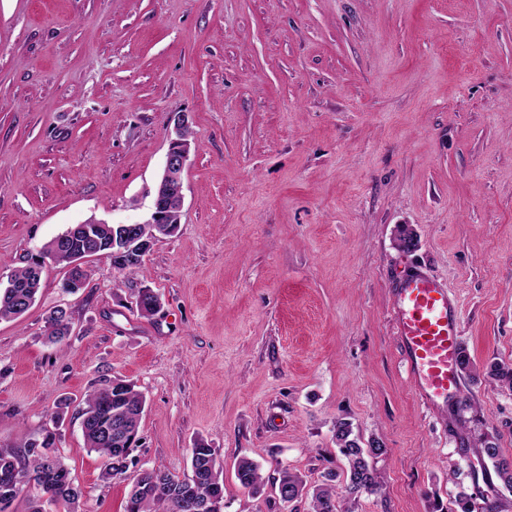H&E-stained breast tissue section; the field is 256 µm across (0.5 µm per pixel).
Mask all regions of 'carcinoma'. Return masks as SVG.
<instances>
[{
  "label": "carcinoma",
  "instance_id": "carcinoma-1",
  "mask_svg": "<svg viewBox=\"0 0 512 512\" xmlns=\"http://www.w3.org/2000/svg\"><path fill=\"white\" fill-rule=\"evenodd\" d=\"M112 225L100 229L97 239L84 241V248L91 253L99 251L111 240ZM13 280L25 285L22 296L26 302L16 297L17 289L0 288V319L18 318L24 315L22 306H32L40 288L41 264L35 262L12 272ZM158 302V293L151 288H142L137 293L136 305L141 315L154 314ZM48 338L60 342L68 336L70 319L58 310L49 313L45 320ZM126 409V442L133 445L137 441L140 423L145 413L146 397L136 389V385L120 378L109 379L103 387L87 393L80 403L78 414L81 418V430L86 448L98 453L106 460L104 478L109 479L125 472L129 449L117 448L114 442L100 433L101 425L115 418V409ZM334 438L339 453L347 460L344 471L345 490L349 496L350 507L345 512H354L357 498L362 494L380 492V480L376 470L369 465L368 459L382 454L384 448L378 440H371L368 447L360 444L353 435L351 423L343 419L336 420ZM478 460H489L500 486L489 483L493 496L483 499L481 512H504L512 503V458L501 454L496 444L488 441L475 449ZM14 467L20 468L27 476L18 494L30 487H36L40 498L29 501L28 512H44L42 502H63L69 512H77L79 500L83 497L81 489L75 487L69 478V471L57 456L55 437L46 433L40 443L27 441L18 451L10 447L0 448V474ZM236 477L240 484L257 493L264 484L259 467L253 461L242 458L236 465ZM337 474L329 471L322 475V481L308 485L304 477L287 467L279 469L275 478L277 495L288 494L289 512H299V504L308 501V512H339L337 508ZM192 498L224 502L223 470L217 464L213 448L199 446L192 449L190 474L178 477L161 470H146L143 475L134 478L129 493L126 512H188L185 504Z\"/></svg>",
  "mask_w": 512,
  "mask_h": 512
}]
</instances>
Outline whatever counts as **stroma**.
Masks as SVG:
<instances>
[{
	"label": "stroma",
	"mask_w": 512,
	"mask_h": 512,
	"mask_svg": "<svg viewBox=\"0 0 512 512\" xmlns=\"http://www.w3.org/2000/svg\"><path fill=\"white\" fill-rule=\"evenodd\" d=\"M182 115L177 233L133 271L88 261L74 294L45 263L30 310L0 319V446L54 430L80 512H125L141 470L187 474L204 444L224 512H282L280 467L345 468L342 418L385 446L356 512H455L482 440L512 457V390L486 374L512 363V0H0V273L88 218L143 221ZM411 265L457 302L475 371L444 410L391 320ZM114 377L147 410L106 481L76 401ZM45 323L48 338L52 342H61L70 332V319L57 309L49 313L46 317ZM235 473L240 484L255 493H258L264 484L258 465L247 458L238 461Z\"/></svg>",
	"instance_id": "1"
}]
</instances>
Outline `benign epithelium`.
Wrapping results in <instances>:
<instances>
[{
	"mask_svg": "<svg viewBox=\"0 0 512 512\" xmlns=\"http://www.w3.org/2000/svg\"><path fill=\"white\" fill-rule=\"evenodd\" d=\"M185 122L177 123L170 137L169 148L165 157L163 172L157 181L152 206L148 217L139 223L121 226L120 247L103 254L116 269L124 267V257L137 254L146 256L151 250L155 239L167 232L168 225L181 223L183 208V174L190 159V143L182 137ZM103 221L90 218L77 227L53 239L42 258L57 263L67 262L66 276L62 288L68 292H76L86 284L88 274L87 262L90 256L80 250L77 245L79 238H93ZM155 226L153 238L143 233V226Z\"/></svg>",
	"mask_w": 512,
	"mask_h": 512,
	"instance_id": "1",
	"label": "benign epithelium"
}]
</instances>
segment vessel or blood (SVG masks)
<instances>
[{
    "label": "vessel or blood",
    "instance_id": "obj_1",
    "mask_svg": "<svg viewBox=\"0 0 512 512\" xmlns=\"http://www.w3.org/2000/svg\"><path fill=\"white\" fill-rule=\"evenodd\" d=\"M392 321L414 384L425 403H447L459 384V311L446 285L421 269L393 288Z\"/></svg>",
    "mask_w": 512,
    "mask_h": 512
}]
</instances>
